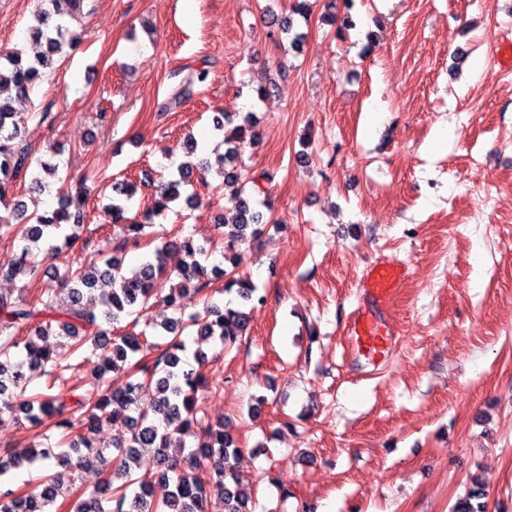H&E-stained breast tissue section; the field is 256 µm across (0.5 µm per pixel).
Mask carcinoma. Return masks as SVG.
<instances>
[{
	"label": "carcinoma",
	"mask_w": 512,
	"mask_h": 512,
	"mask_svg": "<svg viewBox=\"0 0 512 512\" xmlns=\"http://www.w3.org/2000/svg\"><path fill=\"white\" fill-rule=\"evenodd\" d=\"M83 0H41L34 14L31 37L40 50L32 56L11 51L0 54V87L25 98L48 73L58 71L64 47L79 40L67 19ZM208 73L201 70L177 88L171 103L187 100L195 83ZM249 112L245 123L224 137V153L210 161L198 156L195 141L185 144L187 159L180 162L178 177L160 182L152 206L142 217L126 216L125 207L109 210L112 224H123L124 237L112 243L104 265L84 266L71 260L65 272L43 283L28 299L0 292V414L38 428L28 443L0 461V476L25 465L37 473L28 490L0 488V512H250L249 495L237 470L241 449L224 427V421H205L197 391L205 383L197 370L184 368L186 331L193 329L200 341H216L228 351L247 336L246 312L205 301L203 313L183 319L189 293L209 291L212 279L224 278V291L234 292L243 304L262 303L265 296L249 280L237 274L241 246L261 233L263 215L242 192L256 179L242 173L239 158L246 139H254ZM217 166L224 183L234 186L235 213L224 223L222 239L199 241L188 234L155 246L136 268L127 269L121 254L129 241L149 237L145 229L154 218L178 200L191 184L193 171ZM57 166L42 163L33 170L17 111L0 98V204L10 216H0V235L17 239L10 254L0 256V278L34 281L42 260L61 253L84 227L87 189L57 188V207L43 213H27L15 189L25 186L30 194L46 191ZM21 217L16 226L9 218ZM183 253L180 267L172 271L165 252ZM223 249L231 268L207 270L211 253ZM181 285L168 287L167 306L175 317L159 325L165 341L146 335L120 332L126 318L138 321L154 295L171 276ZM51 336L65 339L63 351L47 343ZM104 352L95 373L99 394L88 398L82 383L65 377L88 351ZM108 422L125 429L110 448L97 446L95 433ZM195 443L186 445V438ZM93 468L99 474L91 489L76 484L73 471ZM166 487L163 496L155 485ZM487 494L478 480H471L466 494L452 512H488Z\"/></svg>",
	"instance_id": "carcinoma-1"
}]
</instances>
